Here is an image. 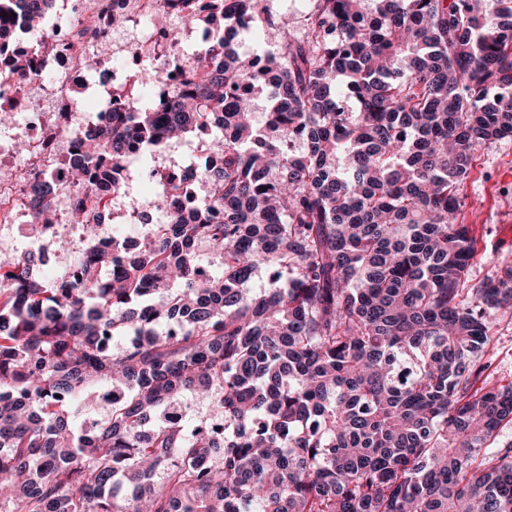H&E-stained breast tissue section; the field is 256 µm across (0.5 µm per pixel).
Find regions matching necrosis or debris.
<instances>
[{"label": "necrosis or debris", "mask_w": 512, "mask_h": 512, "mask_svg": "<svg viewBox=\"0 0 512 512\" xmlns=\"http://www.w3.org/2000/svg\"><path fill=\"white\" fill-rule=\"evenodd\" d=\"M65 16H52L50 33L55 48L45 51L24 38L21 24L0 27V70L8 77L0 81V99L10 102L18 116L17 129L26 138L29 148L24 166L5 165L7 153L0 149V168L8 170L0 177V229L21 223L29 214L26 188L35 174L50 175L60 204L55 223L40 226L29 246L40 258L37 275L54 268L58 254L53 246L65 238L75 253H83L85 240L71 224L66 205L69 195L67 167L77 156L76 137L79 132L104 122L111 110L102 94L106 82L92 64L100 44H109L111 51L126 53L139 61L152 56L161 75L158 89L168 94L174 89L170 79L176 58L154 39L120 43L112 25L113 13L127 19L160 9L162 0H111L109 9H100L91 0H62ZM83 90L95 108L76 105L75 90Z\"/></svg>", "instance_id": "4bbe7bcc"}]
</instances>
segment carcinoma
I'll return each instance as SVG.
<instances>
[{
  "mask_svg": "<svg viewBox=\"0 0 512 512\" xmlns=\"http://www.w3.org/2000/svg\"><path fill=\"white\" fill-rule=\"evenodd\" d=\"M164 2L147 18L169 45L173 12L209 32L178 92L143 68L70 170L77 223L140 152L164 224L110 276L97 247L59 286L0 262V512H512V382L478 385V307L512 303V268L465 287L458 223L472 145L512 137V0H313L294 38L267 0ZM51 9L23 13L44 49ZM234 24L274 52L236 50ZM203 126L187 175L156 162ZM46 180L34 224L55 221ZM94 382L108 419L79 433L66 405ZM187 392L208 407L189 435Z\"/></svg>",
  "mask_w": 512,
  "mask_h": 512,
  "instance_id": "obj_1",
  "label": "carcinoma"
}]
</instances>
